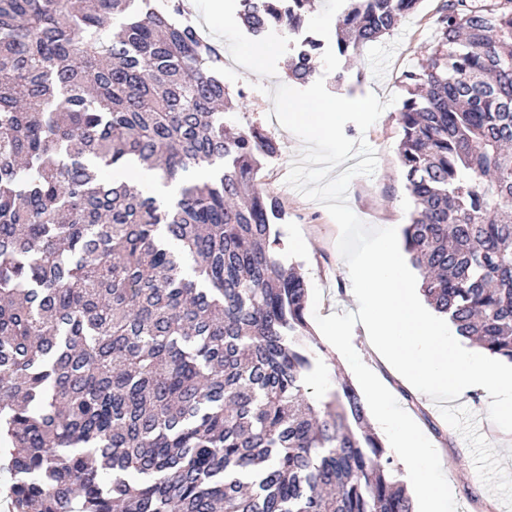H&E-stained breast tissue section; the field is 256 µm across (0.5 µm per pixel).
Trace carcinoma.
Listing matches in <instances>:
<instances>
[{
  "label": "carcinoma",
  "instance_id": "obj_1",
  "mask_svg": "<svg viewBox=\"0 0 512 512\" xmlns=\"http://www.w3.org/2000/svg\"><path fill=\"white\" fill-rule=\"evenodd\" d=\"M310 0H238L247 34L305 30ZM420 0H345L347 57ZM306 83L325 41L289 43ZM404 249L429 306L512 362V0H443L405 74ZM224 55L182 0H0V494L11 512H414L279 263L278 152L235 132ZM145 166L174 203L108 181ZM217 166L214 175L191 169Z\"/></svg>",
  "mask_w": 512,
  "mask_h": 512
}]
</instances>
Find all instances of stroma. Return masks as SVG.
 Masks as SVG:
<instances>
[{
  "label": "stroma",
  "instance_id": "1",
  "mask_svg": "<svg viewBox=\"0 0 512 512\" xmlns=\"http://www.w3.org/2000/svg\"><path fill=\"white\" fill-rule=\"evenodd\" d=\"M441 0H422L419 8L404 16L392 34L363 46L356 56L341 58L339 69L346 80L336 84L333 75H326L325 86L334 95L349 97L376 94L387 107L367 132H360L354 123L344 127L353 140L363 138L375 150L378 165L373 175H359L350 183L347 201L353 212L366 224L379 228L403 229L413 209L406 188L403 166L398 154L401 138L400 107L389 104L390 96L405 97L403 76L419 68L426 50L433 41L435 20ZM197 17L212 21L221 34L224 49V82L233 92V118L239 125L263 126L274 134L280 144L278 153L265 161L257 171L259 187L279 198L287 216L276 231L285 243L284 264L300 266L308 286L322 292L320 316L355 311L336 241L339 230L326 209L305 198L286 184L290 165L297 159L303 144L279 122L270 119L273 103L267 92L278 84L288 83L291 58L287 35L269 38L273 51L265 59L263 71L251 64V51L256 43L239 20L224 22L211 19L208 0H196ZM302 242V251H295V242ZM352 342L361 360L372 367L380 381L394 395L400 406L419 425L434 447L439 448L441 465L449 483L456 512H508L503 503L480 483L471 452L464 438L442 418L435 403L420 394L405 396V382L397 373L374 360L362 328H355ZM459 404L476 418L480 433L494 446L512 473V434H502L487 417V403L481 392L463 395Z\"/></svg>",
  "mask_w": 512,
  "mask_h": 512
}]
</instances>
